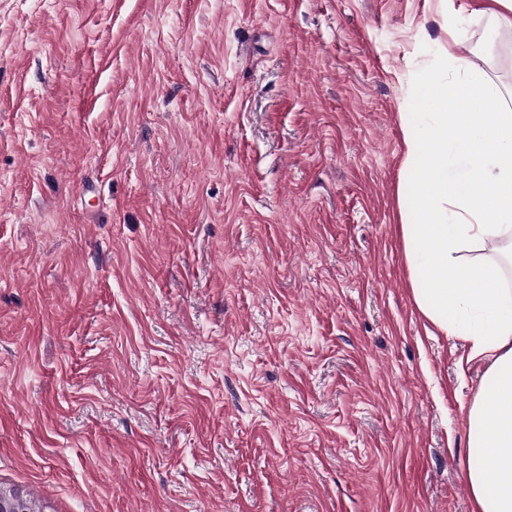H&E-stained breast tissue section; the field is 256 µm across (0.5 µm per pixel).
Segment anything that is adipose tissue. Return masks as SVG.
I'll use <instances>...</instances> for the list:
<instances>
[{"mask_svg":"<svg viewBox=\"0 0 512 512\" xmlns=\"http://www.w3.org/2000/svg\"><path fill=\"white\" fill-rule=\"evenodd\" d=\"M434 112H406L405 169L410 219L401 233L418 310L442 333L464 337L469 357L487 364L462 410L464 477L475 512H512V289L499 263L477 258L491 241H512V105L478 81L426 78ZM468 170L448 179L452 153Z\"/></svg>","mask_w":512,"mask_h":512,"instance_id":"adipose-tissue-1","label":"adipose tissue"}]
</instances>
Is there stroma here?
<instances>
[{
	"label": "stroma",
	"mask_w": 512,
	"mask_h": 512,
	"mask_svg": "<svg viewBox=\"0 0 512 512\" xmlns=\"http://www.w3.org/2000/svg\"><path fill=\"white\" fill-rule=\"evenodd\" d=\"M490 0H0V490L35 512H473L485 363L418 311V85Z\"/></svg>",
	"instance_id": "stroma-1"
}]
</instances>
